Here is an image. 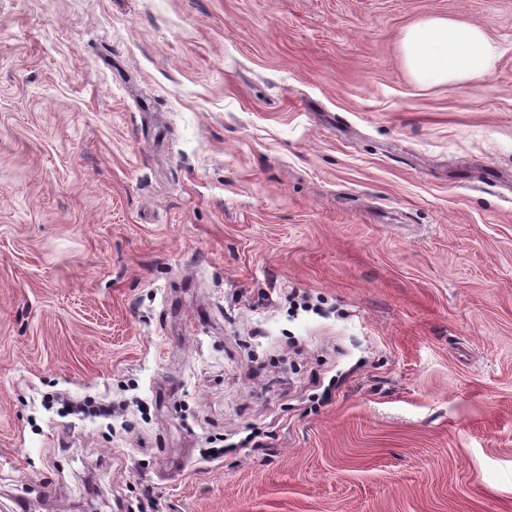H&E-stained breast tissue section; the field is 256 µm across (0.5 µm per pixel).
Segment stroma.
I'll use <instances>...</instances> for the list:
<instances>
[{
  "mask_svg": "<svg viewBox=\"0 0 512 512\" xmlns=\"http://www.w3.org/2000/svg\"><path fill=\"white\" fill-rule=\"evenodd\" d=\"M430 17L489 73L418 85ZM18 498L512 512V0H0ZM401 50L409 72L423 82L466 81L486 74L498 54L481 26L446 18L407 28Z\"/></svg>",
  "mask_w": 512,
  "mask_h": 512,
  "instance_id": "obj_1",
  "label": "stroma"
}]
</instances>
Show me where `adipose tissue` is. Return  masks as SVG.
<instances>
[{
	"label": "adipose tissue",
	"mask_w": 512,
	"mask_h": 512,
	"mask_svg": "<svg viewBox=\"0 0 512 512\" xmlns=\"http://www.w3.org/2000/svg\"><path fill=\"white\" fill-rule=\"evenodd\" d=\"M401 50L409 72L423 82L466 81L486 74L498 54L481 26L445 18L407 28Z\"/></svg>",
	"instance_id": "obj_1"
}]
</instances>
